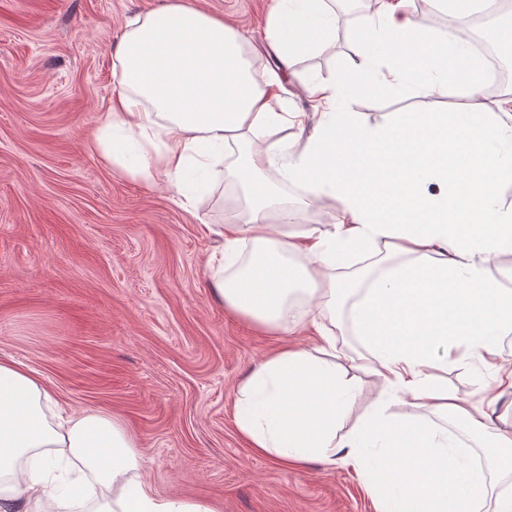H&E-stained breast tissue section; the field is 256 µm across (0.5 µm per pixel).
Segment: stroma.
I'll return each instance as SVG.
<instances>
[{
  "instance_id": "stroma-1",
  "label": "stroma",
  "mask_w": 512,
  "mask_h": 512,
  "mask_svg": "<svg viewBox=\"0 0 512 512\" xmlns=\"http://www.w3.org/2000/svg\"><path fill=\"white\" fill-rule=\"evenodd\" d=\"M171 0H0V358L35 371L61 412L118 417L162 497L204 499L223 512H377L355 471L318 462L284 468L256 454L233 423L238 385L282 342L228 311L208 283L215 247L206 224L245 206L227 165L187 206L166 189L113 169L91 133L116 83L112 49L136 14ZM223 15L263 49L271 0H183ZM341 37L303 69L327 78L358 44L361 17L339 9ZM373 94L354 108L368 122L392 112L453 107ZM296 207L288 226L336 223V204L302 209L303 190L279 171L261 175ZM360 394L350 420L372 409L382 384L353 335L336 339ZM464 406L487 405L493 384L476 359L437 374Z\"/></svg>"
}]
</instances>
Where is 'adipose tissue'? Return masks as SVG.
<instances>
[{
  "mask_svg": "<svg viewBox=\"0 0 512 512\" xmlns=\"http://www.w3.org/2000/svg\"><path fill=\"white\" fill-rule=\"evenodd\" d=\"M332 0H273L267 54H248L223 17L173 4L136 15L113 55L118 77L93 132L100 155L185 203L206 186L231 146L230 175L246 190L245 217L208 224L217 246L211 286L229 311L281 335L314 332L334 346L350 326L386 390L352 429L359 385L347 370L296 343L263 359L238 389L233 420L257 454L284 467L308 460L352 465L379 512H481L485 478L448 429L398 420L404 397L458 418L512 458V430L487 409L460 405L433 377L460 349L497 355L512 333V289L487 274L512 254V91L481 98L485 76L466 31L422 23L413 0H380L362 18L359 47L325 79L300 69L336 35ZM292 82L319 119L301 149L281 134L303 127L280 93ZM445 97L441 112H397L368 123L351 108L369 93ZM281 167L310 201L333 199L336 223L286 227L295 216L262 171ZM354 254L368 263L345 276ZM348 305L349 319L336 309ZM54 394L37 373L0 359V512H221L219 504L162 498L141 480L143 460L108 414L51 417Z\"/></svg>",
  "mask_w": 512,
  "mask_h": 512,
  "instance_id": "adipose-tissue-1",
  "label": "adipose tissue"
}]
</instances>
